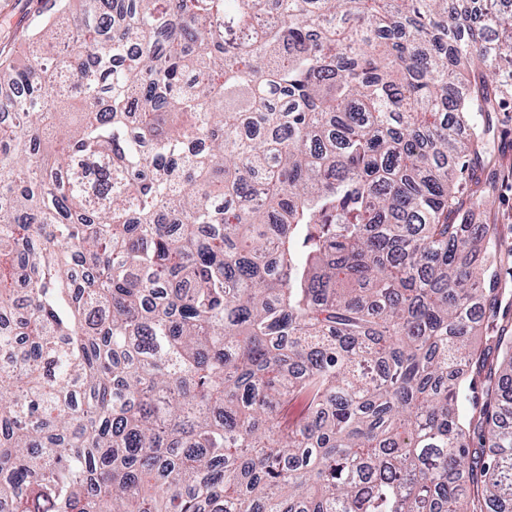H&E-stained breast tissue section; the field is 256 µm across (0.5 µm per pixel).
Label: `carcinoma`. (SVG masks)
Listing matches in <instances>:
<instances>
[{
    "label": "carcinoma",
    "instance_id": "carcinoma-1",
    "mask_svg": "<svg viewBox=\"0 0 512 512\" xmlns=\"http://www.w3.org/2000/svg\"><path fill=\"white\" fill-rule=\"evenodd\" d=\"M480 2L61 0L31 31L0 512H512V335L472 348L500 302L461 209L512 64Z\"/></svg>",
    "mask_w": 512,
    "mask_h": 512
}]
</instances>
